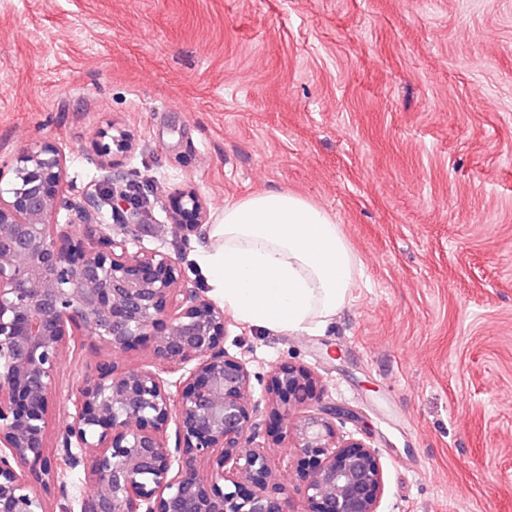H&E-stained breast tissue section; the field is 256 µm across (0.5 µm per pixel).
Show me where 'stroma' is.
<instances>
[{"instance_id": "35a3bbf8", "label": "stroma", "mask_w": 512, "mask_h": 512, "mask_svg": "<svg viewBox=\"0 0 512 512\" xmlns=\"http://www.w3.org/2000/svg\"><path fill=\"white\" fill-rule=\"evenodd\" d=\"M153 188L139 244L180 254L167 210L211 218L275 190L327 210L361 262L327 332L272 334L227 314L256 400L277 366L315 373L320 403L376 450L378 512H512V0H0V178L49 140L66 191ZM69 349L47 432L82 376ZM109 139V142L101 143L99 145V152L103 156H112V163L110 164L112 165V171H110L108 179L110 180L111 184L120 186L126 183L128 180L125 179V176L121 173L114 171L115 167L119 165V160L114 157L123 156L130 152L131 145L123 134L113 136L111 135Z\"/></svg>"}]
</instances>
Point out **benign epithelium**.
<instances>
[{
  "mask_svg": "<svg viewBox=\"0 0 512 512\" xmlns=\"http://www.w3.org/2000/svg\"><path fill=\"white\" fill-rule=\"evenodd\" d=\"M122 135L103 156L130 152ZM0 187V512H288L295 487L277 474L262 441L260 403L247 362L224 348V309L179 260L134 248L147 212L113 191L116 224H96L100 191L64 196L65 158L50 141L21 151ZM67 209L77 224H53ZM208 209L194 191L169 214L172 233L199 236ZM90 337L112 362L85 375L72 411L47 453L55 380L65 350ZM149 347L151 361L120 358ZM315 379L295 365L270 374L268 404L299 457L307 512H378L384 490L376 451L341 438L347 410L312 409ZM175 445L169 446V429ZM81 468L89 487L70 491Z\"/></svg>",
  "mask_w": 512,
  "mask_h": 512,
  "instance_id": "obj_1",
  "label": "benign epithelium"
}]
</instances>
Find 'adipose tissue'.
<instances>
[{"label":"adipose tissue","mask_w":512,"mask_h":512,"mask_svg":"<svg viewBox=\"0 0 512 512\" xmlns=\"http://www.w3.org/2000/svg\"><path fill=\"white\" fill-rule=\"evenodd\" d=\"M194 262L226 309L275 333L326 330L359 269L334 218L282 191L225 206Z\"/></svg>","instance_id":"ef3b65f1"}]
</instances>
